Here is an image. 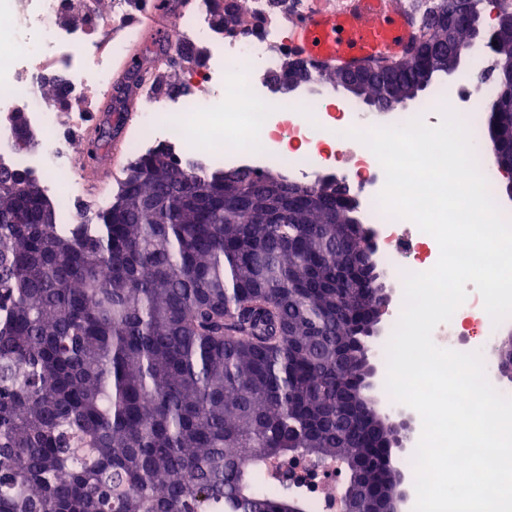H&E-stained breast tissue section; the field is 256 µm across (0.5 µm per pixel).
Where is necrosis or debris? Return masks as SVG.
I'll return each mask as SVG.
<instances>
[{
	"label": "necrosis or debris",
	"instance_id": "4bbe7bcc",
	"mask_svg": "<svg viewBox=\"0 0 512 512\" xmlns=\"http://www.w3.org/2000/svg\"><path fill=\"white\" fill-rule=\"evenodd\" d=\"M108 20L90 15L76 40L62 37L54 18L62 12L61 0H0V169L27 177L56 209L57 221H76L75 197L83 192V178L75 140L60 130L54 105L45 97L49 73L62 75L71 100H79L88 88L100 93L112 89V61L126 46L141 39L142 29L130 19L131 11L148 17L151 6L141 0H110ZM310 0H288L284 8L270 12L266 0H249V8L266 15L261 33L244 32L234 40L224 39L211 20L207 0L190 13L172 18L169 36L172 45L187 42L206 44L208 52L193 75V84L202 87L197 96L146 93L142 123L128 137V151L139 156L155 148L172 151L179 163L203 171L218 169L267 170L284 167L295 182L314 183L326 177L342 178L358 198L366 219L379 225V254L392 279L404 272H424L439 258V246L431 235L419 231L415 237L424 245L405 260L398 249L403 239V220L387 215L378 205L385 184L382 166L369 148L345 149L328 139L331 99L318 95L300 98L297 106L283 105L273 75L288 51L285 32L295 17L303 14ZM492 91L489 83L475 82L460 87L453 96L438 95L426 101L422 116L448 104L464 114L473 149L483 140L476 120L483 100ZM23 111L30 130L39 140L37 147L19 149L13 128V114ZM266 136L263 144L243 143L236 133L239 117ZM498 328L487 325L480 342L467 336L460 315L439 324L434 343L459 352L479 353L487 379H494L491 356ZM300 489L313 512H338L336 470L332 467L300 463Z\"/></svg>",
	"mask_w": 512,
	"mask_h": 512
}]
</instances>
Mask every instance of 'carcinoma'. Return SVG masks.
Returning <instances> with one entry per match:
<instances>
[{
  "label": "carcinoma",
  "instance_id": "obj_1",
  "mask_svg": "<svg viewBox=\"0 0 512 512\" xmlns=\"http://www.w3.org/2000/svg\"><path fill=\"white\" fill-rule=\"evenodd\" d=\"M237 30L240 0H212ZM426 0L419 45L377 67L382 110L415 98L448 53V14ZM288 59L283 84L300 71ZM484 137L512 164V71L496 66ZM109 208L58 224L19 173L0 172V512H312L277 463L345 464L339 500L373 512L405 482L395 431L366 384L377 283L342 278L375 249L335 181L195 172L156 148Z\"/></svg>",
  "mask_w": 512,
  "mask_h": 512
}]
</instances>
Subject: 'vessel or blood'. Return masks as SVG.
Listing matches in <instances>:
<instances>
[{"label": "vessel or blood", "mask_w": 512, "mask_h": 512, "mask_svg": "<svg viewBox=\"0 0 512 512\" xmlns=\"http://www.w3.org/2000/svg\"><path fill=\"white\" fill-rule=\"evenodd\" d=\"M420 33L401 0H318L292 23L289 50L317 69L356 70L408 58Z\"/></svg>", "instance_id": "obj_1"}]
</instances>
